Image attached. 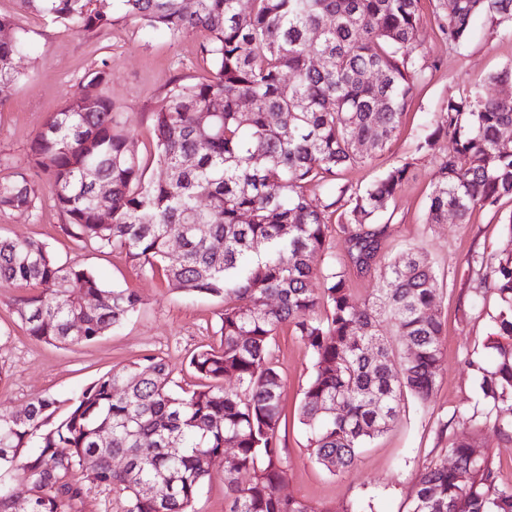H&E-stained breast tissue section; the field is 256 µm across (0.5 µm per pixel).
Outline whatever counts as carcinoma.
Wrapping results in <instances>:
<instances>
[{
	"label": "carcinoma",
	"instance_id": "carcinoma-1",
	"mask_svg": "<svg viewBox=\"0 0 512 512\" xmlns=\"http://www.w3.org/2000/svg\"><path fill=\"white\" fill-rule=\"evenodd\" d=\"M20 8L68 29L120 22L174 36L204 31L208 75L179 77L149 112L146 157L119 127L112 65L104 60L79 91L47 114L30 146L45 176L61 230L84 250H112L173 288L224 300L219 347L201 346L189 366L203 380L171 388L165 359L144 355L114 368L68 400L40 396L20 413L0 412V512H17L13 483L26 487V512H67L86 486L125 496L123 512H194L213 459L224 467L226 512H362L313 507L283 496L287 456L283 378L272 343L284 324L308 348L313 372L298 420L307 450L330 473L355 467L363 448L398 420L404 397L430 402L443 326L436 277L413 248L380 272L359 300L333 261L331 217L341 211L348 258L358 271L378 266L386 209L414 162L405 159L361 188L336 184L362 165L358 146L392 141L427 68L416 54L418 0H18ZM511 23L512 0H448V42L466 39L474 16ZM24 31L0 15V106L21 79ZM210 113L206 147L200 113ZM512 98L470 89L448 99L417 144L437 155L427 223L448 213L467 222L478 206L512 197ZM447 139L451 151L436 154ZM163 177L146 178L151 165ZM108 192L99 194L100 185ZM334 186L318 201L309 187ZM42 189L21 178L0 183V210L38 212ZM111 222L101 223L102 212ZM181 240L178 260L169 258ZM500 301L489 349L473 363L494 427L512 439V253L477 259ZM314 280L322 287L312 288ZM40 285L15 312L29 336L58 345L89 344L136 313L141 299L109 288L78 262H60L45 243L0 236V285ZM98 298L90 305L88 297ZM233 378L236 386L224 387ZM454 459L417 476L410 512H512V487L498 483L476 437L453 439ZM123 459L120 469L112 466Z\"/></svg>",
	"mask_w": 512,
	"mask_h": 512
}]
</instances>
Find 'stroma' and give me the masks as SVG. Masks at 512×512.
<instances>
[{"instance_id":"obj_1","label":"stroma","mask_w":512,"mask_h":512,"mask_svg":"<svg viewBox=\"0 0 512 512\" xmlns=\"http://www.w3.org/2000/svg\"><path fill=\"white\" fill-rule=\"evenodd\" d=\"M421 14L418 55L429 66L418 81L389 149L370 152L366 165L339 175L340 183L363 187L400 160L414 159L407 181L378 223L390 231L382 250L389 261L406 248L416 249L438 278V316L444 326L443 350L436 384L427 408L406 398L399 420L362 452L356 466L333 475L316 464L306 449V433L296 410L312 372L311 356L292 327L282 326L274 355L284 378L282 405L287 426L281 432L287 450L288 478L282 494L315 507L339 506L354 499L364 512H408L414 483L431 461L446 458L449 438L478 435L499 470L502 484L512 486V440L492 425L475 430L474 412L484 410L478 396L472 361L485 357L497 295L480 291L473 256L512 252V236L503 220L512 214V198L473 210L468 223L449 218L444 224L425 221L436 159L416 155L432 116L444 111L449 98L480 88L494 95L505 86L490 83L491 75L512 66V25L476 18L468 37L449 43L441 25L447 0H419ZM0 14L13 16L25 32L27 54L19 62L22 77L0 106V182L26 177L42 184L30 144L48 112L64 106L78 91L84 74L101 60L112 63L108 94L124 128L140 146L152 141L147 119L174 77L204 74L196 32L173 37L135 23H120L100 32L73 33L41 17L24 13L16 0H0ZM59 213L43 206L38 215L0 210V235L45 242L60 260L78 259L108 285L134 290L141 298L138 313L98 341L79 346L50 345L27 335L13 308L28 286L0 287V410L18 411L40 396L66 400L113 367L145 354L164 358L174 369L176 385L195 384L188 367L199 346L219 343L216 334L223 301L190 296L173 289L158 275H145L119 254L80 250L64 234Z\"/></svg>"}]
</instances>
